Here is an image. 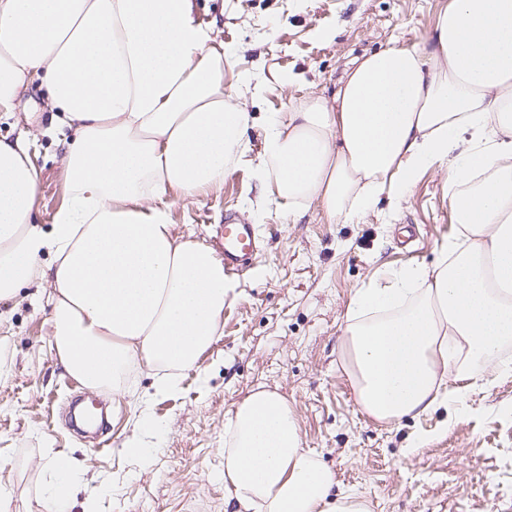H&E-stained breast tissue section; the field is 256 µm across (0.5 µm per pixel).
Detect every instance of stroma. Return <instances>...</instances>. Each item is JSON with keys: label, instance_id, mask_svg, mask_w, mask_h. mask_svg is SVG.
Segmentation results:
<instances>
[{"label": "stroma", "instance_id": "35a3bbf8", "mask_svg": "<svg viewBox=\"0 0 512 512\" xmlns=\"http://www.w3.org/2000/svg\"><path fill=\"white\" fill-rule=\"evenodd\" d=\"M448 0H195L203 23L235 46L224 66L227 93L251 114L250 157L262 150L265 117L291 111L311 91L330 93L356 57L391 42L425 44ZM335 30L333 40L322 31ZM288 76L287 88L271 73ZM266 80L259 95L241 82ZM26 111L0 119V139L36 135L37 218L50 223L65 199L61 135L49 127L45 90L32 88ZM177 234L224 249V220L254 225L256 258L234 276L237 296L224 304V334L185 371L173 395L144 399L152 379L138 378L135 396L100 395L109 410L98 438L76 434L66 413L79 381L56 364L46 301L1 302L11 369L0 378V478L13 491L12 512H36L47 453L66 451L87 472L82 493L97 512H233L224 488V428L252 389L288 400L303 447L336 474V488L363 495L369 512H512V373L479 368L464 402L385 423L359 408L339 354L341 327L353 293L380 268L429 266L453 230L442 175L425 172L398 208L382 201L361 220L328 223L319 209L301 223L264 195L253 167L243 165L221 189L171 198ZM167 426L151 466L120 452L140 411Z\"/></svg>", "mask_w": 512, "mask_h": 512}]
</instances>
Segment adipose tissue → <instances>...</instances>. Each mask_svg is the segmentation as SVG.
<instances>
[{
  "mask_svg": "<svg viewBox=\"0 0 512 512\" xmlns=\"http://www.w3.org/2000/svg\"><path fill=\"white\" fill-rule=\"evenodd\" d=\"M234 53L193 0H0V114L36 83L71 132L67 198L46 226L28 139L0 140V302L42 287L57 360L90 390L126 395L139 370L172 394L223 332L224 260L176 233L167 199L219 189L246 161L250 114L224 91ZM431 169L448 176L455 224L439 261L357 289L342 328L357 404L379 422L435 409L451 378L462 400L474 367L512 344V0H448L425 45L355 59L331 95L267 116L256 163L289 216L315 206L344 224ZM165 435L141 412L122 453L148 466ZM226 435L241 512H368L335 492L278 391L248 394ZM43 469L37 512H95L75 503L73 457Z\"/></svg>",
  "mask_w": 512,
  "mask_h": 512,
  "instance_id": "adipose-tissue-1",
  "label": "adipose tissue"
}]
</instances>
